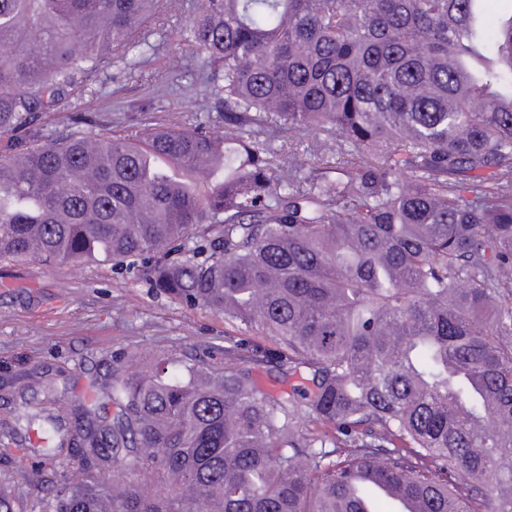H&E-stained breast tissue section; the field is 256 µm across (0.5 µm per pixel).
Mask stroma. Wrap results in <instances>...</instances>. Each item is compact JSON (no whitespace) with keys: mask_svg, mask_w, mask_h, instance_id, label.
Segmentation results:
<instances>
[{"mask_svg":"<svg viewBox=\"0 0 512 512\" xmlns=\"http://www.w3.org/2000/svg\"><path fill=\"white\" fill-rule=\"evenodd\" d=\"M194 0H175L165 22L170 40L128 74L109 70L82 99L60 104L45 120V134L69 133L73 112L96 113L98 131L137 133L144 124L188 126L201 107L209 124L224 129V110L211 99L200 54L174 33L185 24ZM228 326L210 312L171 302L134 272L106 266L0 263V396L2 382L24 368H37L57 393L89 401L91 381L111 374L127 354L145 361L172 355L223 336Z\"/></svg>","mask_w":512,"mask_h":512,"instance_id":"stroma-1","label":"stroma"}]
</instances>
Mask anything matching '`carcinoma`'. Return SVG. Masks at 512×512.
<instances>
[{
    "instance_id": "cac0c4a2",
    "label": "carcinoma",
    "mask_w": 512,
    "mask_h": 512,
    "mask_svg": "<svg viewBox=\"0 0 512 512\" xmlns=\"http://www.w3.org/2000/svg\"><path fill=\"white\" fill-rule=\"evenodd\" d=\"M480 2L196 0L231 130L80 111L53 141L43 114L144 56L167 0H0V260L132 267L267 340L129 354L89 405L31 411L20 372L0 512H378L376 481L512 512V17ZM312 131L336 164L281 158ZM264 363L307 385L261 390Z\"/></svg>"
}]
</instances>
